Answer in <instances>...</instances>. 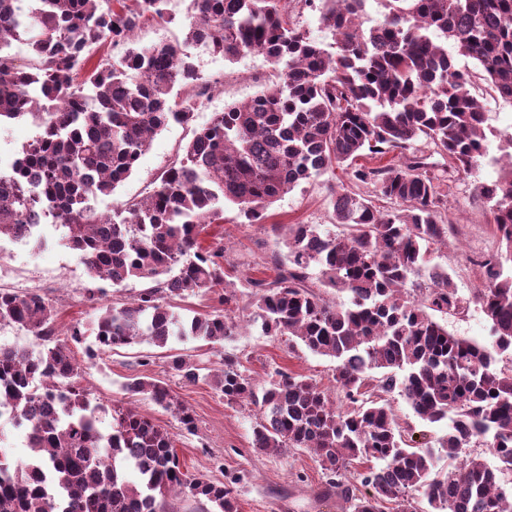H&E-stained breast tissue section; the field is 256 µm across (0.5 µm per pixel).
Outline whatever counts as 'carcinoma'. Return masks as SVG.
Returning <instances> with one entry per match:
<instances>
[{
    "label": "carcinoma",
    "instance_id": "obj_1",
    "mask_svg": "<svg viewBox=\"0 0 512 512\" xmlns=\"http://www.w3.org/2000/svg\"><path fill=\"white\" fill-rule=\"evenodd\" d=\"M291 2L190 0L186 42L229 61L261 54L283 80L215 113L149 197L104 215L97 199L131 175L153 135L196 111L193 89L204 79L180 45L134 40L143 18H168V0H0V124L30 117L38 128L20 154L0 157V240H19L27 224L26 242L46 244L39 227L51 213L93 279L150 281L134 302L102 307L90 361L144 342L220 345L236 334L228 311L237 294L224 279V247L202 246L201 234L224 222L226 203L261 224L295 188L336 164L352 167V180L373 186L374 196L335 194V223L346 232L273 224L286 256L273 257L274 280L248 281L264 335L293 336L336 360V397L282 369L259 392L228 356L216 388L229 404L255 407V448L312 451L324 495L351 512L390 504L417 512L423 502L428 512H512V366L498 367L512 356V133L498 145L500 176L478 187L502 248L482 263L486 286L475 295L490 322L485 343L435 318L463 312L467 301L431 257L448 240L444 194L415 152L423 138L455 171L488 155L486 112L448 45L512 103V0H382L383 17L370 27L366 0H302L318 10L332 51L290 22ZM104 41L119 52L84 72ZM16 43L36 62L20 63ZM365 154L401 161L355 166ZM312 267L339 300L307 284ZM199 293L215 295L217 306L187 320L173 301ZM55 316L39 294L0 291V323L31 332L40 346L35 354L0 346V401L30 448L13 466L0 461V512H168L174 491L215 512H239L240 478L188 477L171 434L135 408H112V433L102 434V407L56 337ZM170 368L199 379L182 356ZM123 390L149 396L194 432L193 413L165 381L131 377ZM394 393L422 420L447 426L439 448L406 443ZM475 441L495 464L465 454Z\"/></svg>",
    "mask_w": 512,
    "mask_h": 512
}]
</instances>
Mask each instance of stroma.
Instances as JSON below:
<instances>
[{
	"instance_id": "stroma-1",
	"label": "stroma",
	"mask_w": 512,
	"mask_h": 512,
	"mask_svg": "<svg viewBox=\"0 0 512 512\" xmlns=\"http://www.w3.org/2000/svg\"><path fill=\"white\" fill-rule=\"evenodd\" d=\"M187 8V0H170L171 21H146L137 31V40L142 44L162 41L181 44L201 74L221 76V86L200 101L192 121L170 124L155 135L132 174L112 195L97 200L99 212L111 213L116 206L148 195L164 172L181 159L194 130L208 123L213 113L252 97L277 79L272 65L261 55L248 54L231 62L199 45L185 43ZM471 91L487 113L495 136L490 140L489 159L483 160L478 168L446 176L444 207L454 230L449 233L447 243L437 246L433 252L434 261L447 267L459 294L467 299L484 286L481 269L469 260V251L475 248L480 254H493L499 247L488 211L475 201L477 188L480 183L496 178L492 159L498 154V137L512 132V105L503 101L476 73L471 76ZM351 186L348 169L334 166L273 204L263 224L245 223L236 206H225L223 223L208 227L202 243L224 246V269L239 298L233 311L239 326L236 336L213 348L193 340L163 349L144 343L114 349L96 362H88L85 350L94 341L92 328L101 305L125 303L135 298L145 284L133 280L125 287L115 288L110 283L93 280L79 257L60 246L64 229L57 224L46 226L49 242L40 249L7 239L0 241V265L8 272L7 277L0 279V288L40 291L52 303L56 329L84 366V385L107 410L100 423L102 433L112 431L109 408L130 402L142 415L173 435L185 472L215 482L223 481L228 472L242 474V482L235 487L240 512H344L342 500L335 497L320 500L322 473L313 454L305 450L273 452L253 448L254 409L226 403L214 386V378L224 356L230 355L237 358L242 371L255 384L267 385L274 369L280 367L312 378L324 389L334 390L335 359L292 345L287 337L263 335L260 323L249 316L251 298L246 281L265 277L263 260L286 252L281 238L271 233V225L318 224L328 231H337L332 194ZM92 288L98 290V300H89L88 291ZM76 329L81 331L82 338L74 342L70 334ZM173 354L183 355L199 365L197 382H185L170 369L168 361ZM132 375L165 379L179 400L192 409L197 425L195 432L182 431L175 415L148 396L128 397L122 385Z\"/></svg>"
}]
</instances>
